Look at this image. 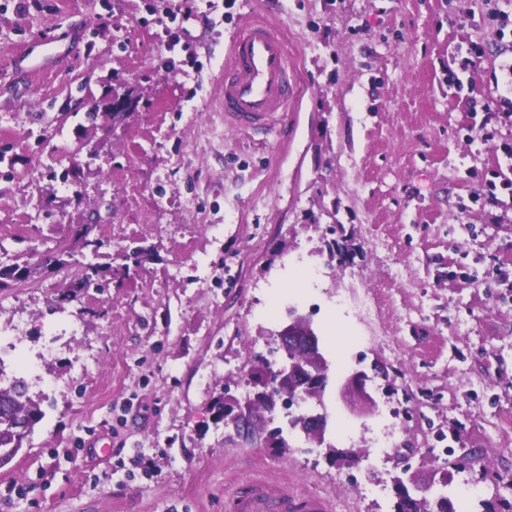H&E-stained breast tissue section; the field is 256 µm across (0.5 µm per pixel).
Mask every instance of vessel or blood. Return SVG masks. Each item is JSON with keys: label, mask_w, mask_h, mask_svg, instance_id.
<instances>
[{"label": "vessel or blood", "mask_w": 512, "mask_h": 512, "mask_svg": "<svg viewBox=\"0 0 512 512\" xmlns=\"http://www.w3.org/2000/svg\"><path fill=\"white\" fill-rule=\"evenodd\" d=\"M293 98L291 66L284 41L265 23H245L224 64V121L265 134L281 124ZM233 512H331L322 496L299 495L289 486L247 480L234 491Z\"/></svg>", "instance_id": "1"}]
</instances>
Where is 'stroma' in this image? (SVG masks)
I'll use <instances>...</instances> for the list:
<instances>
[{
	"label": "stroma",
	"mask_w": 512,
	"mask_h": 512,
	"mask_svg": "<svg viewBox=\"0 0 512 512\" xmlns=\"http://www.w3.org/2000/svg\"><path fill=\"white\" fill-rule=\"evenodd\" d=\"M158 4L0 0V262L109 221V253L152 251L59 307L57 273L0 290V328L24 327L44 411L0 466V484L23 488L0 512H230L253 477L322 493L333 512H394L393 487L363 498L347 479L405 469L447 478L456 512L462 477L488 512H512V194L487 189L512 166L492 17H512V0H199L171 52ZM252 19L293 65L268 136L224 122V61ZM33 42L55 60L25 80L16 57ZM115 89L136 102L118 121L103 107ZM72 167L79 199L59 179ZM138 187L153 205L134 203ZM293 309L330 366L326 439L242 442L211 405L253 397L248 361ZM54 324L79 333L49 337ZM357 368L398 413L384 457L383 418L338 391Z\"/></svg>",
	"instance_id": "35a3bbf8"
}]
</instances>
